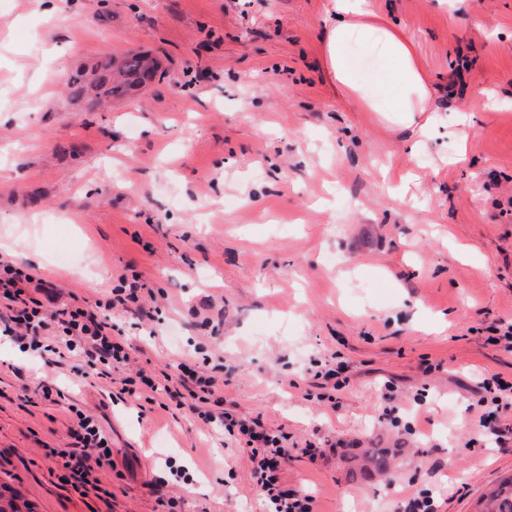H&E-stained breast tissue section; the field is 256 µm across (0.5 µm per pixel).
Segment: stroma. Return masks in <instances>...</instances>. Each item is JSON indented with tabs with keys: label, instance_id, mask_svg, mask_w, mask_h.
<instances>
[{
	"label": "stroma",
	"instance_id": "stroma-1",
	"mask_svg": "<svg viewBox=\"0 0 512 512\" xmlns=\"http://www.w3.org/2000/svg\"><path fill=\"white\" fill-rule=\"evenodd\" d=\"M436 81L431 136L343 102L324 77L326 0H0V256L62 299L137 274L154 320L110 314L131 368L71 354L0 360V497L32 512H264L240 442L130 396L131 369L227 380L223 408L324 454L282 468L316 512H474L512 475L479 424L512 381V0H368ZM148 52L166 73L99 112L77 68ZM494 109L469 112L472 97ZM342 362L332 400L314 374ZM397 388L396 417L384 413ZM112 448L61 482L77 412ZM392 458L371 470L366 457ZM206 482L195 493L190 482ZM479 389L477 403L485 410L479 418V423L495 437L499 448H511L512 428H501L497 423L496 413L504 400H512V383L510 385L500 376L492 375L490 378L482 380ZM491 405L495 406V409L491 410Z\"/></svg>",
	"mask_w": 512,
	"mask_h": 512
}]
</instances>
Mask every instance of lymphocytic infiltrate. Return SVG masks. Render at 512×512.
<instances>
[{"instance_id":"obj_1","label":"lymphocytic infiltrate","mask_w":512,"mask_h":512,"mask_svg":"<svg viewBox=\"0 0 512 512\" xmlns=\"http://www.w3.org/2000/svg\"><path fill=\"white\" fill-rule=\"evenodd\" d=\"M43 288V283L37 282L34 276L19 273L10 261L1 257L0 321L11 324L14 334L19 337L53 336L57 347L87 357L90 363L101 366L103 375H110L113 368L129 365V345L111 315L66 304L58 308L48 307L31 295L32 290ZM125 383L130 386L132 395L138 397L148 392L165 394L176 402L190 399L192 412L204 425L221 428L230 436H243L252 478L265 497L269 512H315L313 496L301 490H286L280 485L281 465L292 456L286 432L224 410H208L209 401L220 387L215 377L198 374L184 366L169 386L162 385L155 375L142 369L127 377ZM509 399L512 400L511 383L497 375L482 380L478 403L483 413L479 422L501 448L512 447V428L500 427L495 409ZM70 434L76 440V447L67 453L64 480L78 489L89 482L88 459L110 460L112 450L89 417L78 418Z\"/></svg>"}]
</instances>
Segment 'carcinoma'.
Segmentation results:
<instances>
[{
    "instance_id": "carcinoma-1",
    "label": "carcinoma",
    "mask_w": 512,
    "mask_h": 512,
    "mask_svg": "<svg viewBox=\"0 0 512 512\" xmlns=\"http://www.w3.org/2000/svg\"><path fill=\"white\" fill-rule=\"evenodd\" d=\"M158 60L137 53L123 58L104 57L71 73L68 86L75 104L85 112H95L105 102L130 96L161 78ZM482 512H512V475L502 478L479 500Z\"/></svg>"
}]
</instances>
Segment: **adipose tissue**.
<instances>
[{"mask_svg": "<svg viewBox=\"0 0 512 512\" xmlns=\"http://www.w3.org/2000/svg\"><path fill=\"white\" fill-rule=\"evenodd\" d=\"M323 73L344 102L368 112H387L397 123L420 125L432 111L434 79L415 41L364 0H329L320 40Z\"/></svg>", "mask_w": 512, "mask_h": 512, "instance_id": "obj_1", "label": "adipose tissue"}]
</instances>
